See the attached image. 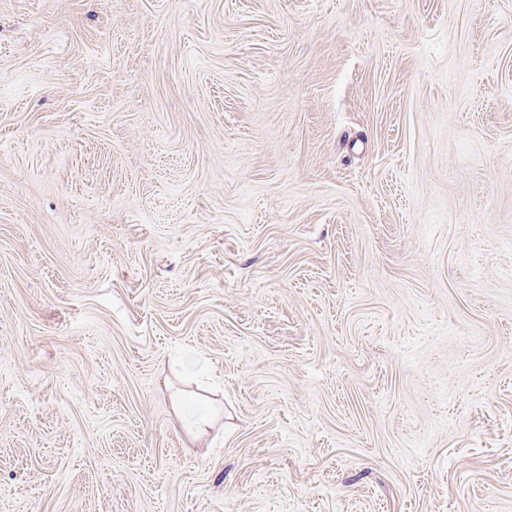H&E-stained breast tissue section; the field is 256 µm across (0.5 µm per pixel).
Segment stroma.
I'll return each instance as SVG.
<instances>
[{"instance_id": "1", "label": "stroma", "mask_w": 512, "mask_h": 512, "mask_svg": "<svg viewBox=\"0 0 512 512\" xmlns=\"http://www.w3.org/2000/svg\"><path fill=\"white\" fill-rule=\"evenodd\" d=\"M0 512H512V0H0Z\"/></svg>"}]
</instances>
